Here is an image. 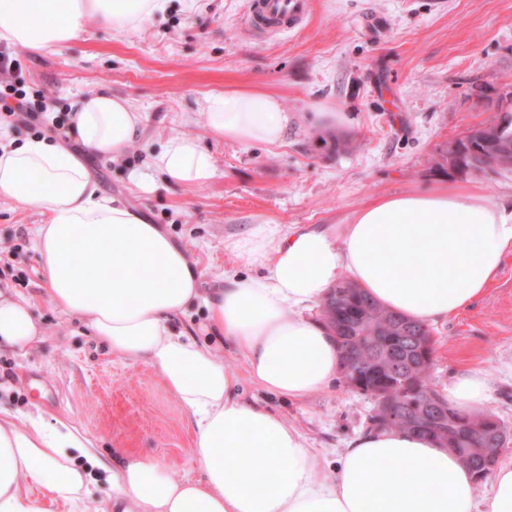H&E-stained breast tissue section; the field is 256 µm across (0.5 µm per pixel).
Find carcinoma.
Masks as SVG:
<instances>
[{
  "mask_svg": "<svg viewBox=\"0 0 512 512\" xmlns=\"http://www.w3.org/2000/svg\"><path fill=\"white\" fill-rule=\"evenodd\" d=\"M476 133L479 134V137L473 140L472 147L465 148L463 166L460 171L463 173L486 169L512 171V123L509 124L506 132L496 135L490 141L480 137L482 130L478 129ZM321 319L336 340L343 356L350 348L361 342L366 345L364 355H369L374 347V343L369 340L371 336H378L382 339L401 334L409 336V339L400 342V345L396 347L395 355L403 361L410 358L421 364L415 375L420 390L431 394L443 404L447 403V400L431 382V370L424 366V361L435 354L432 331L427 325L384 308L368 296L364 290L345 278L338 281L322 304ZM377 382L379 381L366 378L363 386L372 387ZM379 383L382 384L381 391L384 400L397 405L405 404L408 399V389L403 386L401 380L386 378ZM468 426H480L492 435L503 436V444H501L503 448L512 439L508 427L498 415L481 412L464 415L452 407L448 408V419L444 424V430L448 431V435L444 436L431 431L428 437L440 446L443 445V440H448V449L461 458L475 475L477 481L483 482L491 470L485 456L480 452L466 456L454 444V435Z\"/></svg>",
  "mask_w": 512,
  "mask_h": 512,
  "instance_id": "cac0c4a2",
  "label": "carcinoma"
}]
</instances>
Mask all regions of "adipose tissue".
Segmentation results:
<instances>
[{
	"label": "adipose tissue",
	"instance_id": "adipose-tissue-1",
	"mask_svg": "<svg viewBox=\"0 0 512 512\" xmlns=\"http://www.w3.org/2000/svg\"><path fill=\"white\" fill-rule=\"evenodd\" d=\"M168 0H0V41L35 52L75 39L87 21L131 32ZM217 137L249 147L283 143L291 115L259 88L206 99ZM142 114L107 90L78 98L68 135L89 152L123 157ZM150 166L177 185L215 174L196 139L172 136ZM0 199L40 207L35 248L48 296L84 322L112 355L152 368L188 412L199 478L176 480L151 460L107 469L111 502L91 504L86 441L67 423L0 408V512H45L30 486L66 512H512V462L495 466L488 491L454 452L416 431L364 429L342 448L334 475L280 412L242 400L216 348L184 319L208 311L210 331L245 361L269 394L302 400L340 375L334 337L309 311L341 276L387 309L434 323L468 310L512 253V206L476 186L440 185L383 196L335 228L256 224L227 242L254 275L202 288L187 253L164 228L106 197L68 149L36 136L0 139ZM91 264H82V257ZM40 334L28 302L0 294V343L27 351ZM493 386L470 369L443 395L464 414L485 408ZM43 496V497H44Z\"/></svg>",
	"mask_w": 512,
	"mask_h": 512
}]
</instances>
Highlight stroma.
<instances>
[{
	"instance_id": "stroma-1",
	"label": "stroma",
	"mask_w": 512,
	"mask_h": 512,
	"mask_svg": "<svg viewBox=\"0 0 512 512\" xmlns=\"http://www.w3.org/2000/svg\"><path fill=\"white\" fill-rule=\"evenodd\" d=\"M249 0H170L164 14L135 32L87 21L56 52L7 47L21 63L27 92L52 99L45 124L67 119L79 96L102 88L143 114L141 138L119 160L78 154L103 193L164 225L211 288L236 258L224 242L253 224L324 228L348 223L382 196L439 183L481 186L489 203L512 197V172L438 168L451 144L512 113V0H310L290 33L243 24ZM227 87L260 88L281 100L293 122L277 147L248 148L215 137L206 97ZM323 103L348 113L321 128L310 112ZM176 134L196 137L215 161L208 181L180 186L154 172L141 192L130 175ZM38 208L0 200V290L25 298L42 334L28 355L0 349V405L69 421L97 458L155 461L175 479L200 472L187 412L147 365L112 356L79 320L50 302L34 248ZM433 380L481 370L495 391L487 405L512 428V254L467 311L431 326ZM224 365L243 399L281 411L310 447L335 460L347 439L368 427L371 399L333 383L304 400H282L247 377L235 351Z\"/></svg>"
}]
</instances>
